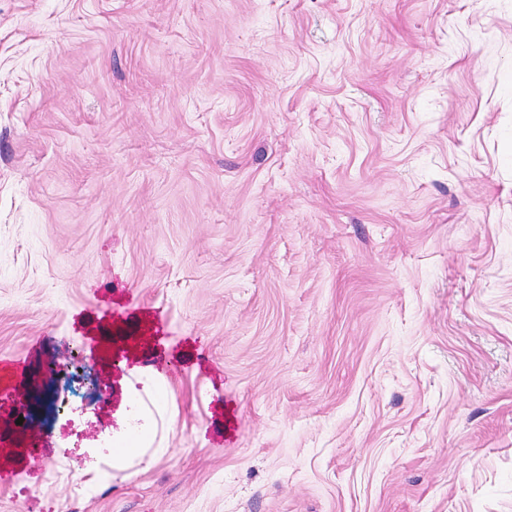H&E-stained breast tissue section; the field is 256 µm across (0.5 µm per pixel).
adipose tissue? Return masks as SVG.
I'll use <instances>...</instances> for the list:
<instances>
[{
    "mask_svg": "<svg viewBox=\"0 0 512 512\" xmlns=\"http://www.w3.org/2000/svg\"><path fill=\"white\" fill-rule=\"evenodd\" d=\"M142 374L153 379V388L144 394L136 391L128 396L129 411L125 423L119 432L112 435L111 466L104 469L95 463L80 470L79 475L86 484H96L107 475L123 481L158 460L160 451L155 443L165 419L167 387L157 382L158 372L149 365L132 368L130 376L122 377L121 383L130 385L132 377Z\"/></svg>",
    "mask_w": 512,
    "mask_h": 512,
    "instance_id": "1",
    "label": "adipose tissue"
}]
</instances>
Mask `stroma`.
<instances>
[{
  "label": "stroma",
  "mask_w": 512,
  "mask_h": 512,
  "mask_svg": "<svg viewBox=\"0 0 512 512\" xmlns=\"http://www.w3.org/2000/svg\"><path fill=\"white\" fill-rule=\"evenodd\" d=\"M0 357V512H512V0H0ZM132 392L127 398L129 411L123 427L119 432L112 433V438L105 440L108 448L113 447L109 458L112 462L109 465L112 469V481H124L141 470L148 469L164 451V448L154 447L165 419L166 385L162 382L155 384L146 392L147 400L140 392ZM129 439L135 440L132 447L114 448Z\"/></svg>",
  "instance_id": "35a3bbf8"
}]
</instances>
